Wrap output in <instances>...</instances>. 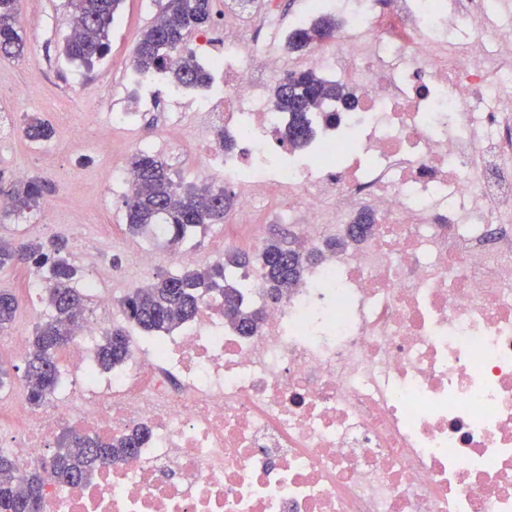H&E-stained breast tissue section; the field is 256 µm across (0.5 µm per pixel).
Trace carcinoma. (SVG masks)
Returning <instances> with one entry per match:
<instances>
[{"instance_id": "obj_1", "label": "carcinoma", "mask_w": 512, "mask_h": 512, "mask_svg": "<svg viewBox=\"0 0 512 512\" xmlns=\"http://www.w3.org/2000/svg\"><path fill=\"white\" fill-rule=\"evenodd\" d=\"M19 0H0V56L15 59L24 55L25 41L19 17ZM121 0H68L73 22L80 34L67 40L66 56L85 66L104 56L107 50L108 28L114 20ZM213 0H166L158 21L148 27L133 51V65L143 73L163 72L178 85L205 86L211 75L202 66L185 56L179 65L171 67L168 59L181 47L185 34L211 18ZM339 28L336 17L320 15L306 27L294 32L288 50L301 52L335 35ZM277 108L288 113V125L282 132L283 140L291 146H300L312 134L309 113L319 112L323 120L336 123V111L330 105L347 101L342 87L321 77L315 70L293 72L288 81L274 88ZM23 137L47 140L52 137L51 125L38 117L28 119L22 129ZM136 173L124 204L127 227L134 235L143 234L149 227L160 224L164 236L172 243H180L187 236L206 230L210 225L224 221L234 205L224 188L211 185L185 187L170 175L166 165L145 152L134 154L129 162ZM49 188L38 179L3 183L0 196L10 202L9 212L21 215L39 207ZM374 230L373 216L366 212L354 219L352 238L361 241ZM66 244L56 238L49 241H12L0 239V268L13 264L31 265L43 275L46 299L54 311L51 318L35 326L22 377L28 402L39 406L60 387L62 377L56 353L67 346L73 336L72 321L82 316L83 297L72 287L78 269L68 260ZM258 262L269 290L278 292L285 285L300 281L304 262L295 248L270 241L250 259L231 252L224 260L203 269H188L177 276L158 275L143 288L128 294L122 301L127 321L141 331L152 334L169 331L191 321L200 304L218 298L230 307L224 319L245 335L261 327L262 312L245 304V283L240 272ZM17 312L16 298L0 292V331L8 328ZM129 356V336L122 328L103 334L95 348V366L111 371L126 362ZM149 436L145 427L136 428L107 442L94 436H63L54 455L53 473L62 482L78 483L92 478L100 465L107 461L134 455ZM31 496L43 503L44 486L40 473L17 475L15 463L0 454V512H23L22 501Z\"/></svg>"}]
</instances>
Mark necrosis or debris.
<instances>
[{
	"instance_id": "obj_1",
	"label": "necrosis or debris",
	"mask_w": 512,
	"mask_h": 512,
	"mask_svg": "<svg viewBox=\"0 0 512 512\" xmlns=\"http://www.w3.org/2000/svg\"><path fill=\"white\" fill-rule=\"evenodd\" d=\"M447 7L304 0L283 22L272 0H224L223 51L194 57L220 81L191 118L245 143L215 155L243 222L275 210L321 259L273 301L252 277L254 335L206 302L132 337L94 387L38 410L12 396L0 450L21 473L62 428L150 431L88 482L46 476L43 512H512V24L487 29L489 0H458L472 35L452 51ZM321 9L341 26L308 62L353 103L287 149L270 89ZM364 210L372 235L327 251ZM84 262L95 313L63 352L80 374L111 309V270Z\"/></svg>"
}]
</instances>
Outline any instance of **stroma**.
I'll return each mask as SVG.
<instances>
[{
  "mask_svg": "<svg viewBox=\"0 0 512 512\" xmlns=\"http://www.w3.org/2000/svg\"><path fill=\"white\" fill-rule=\"evenodd\" d=\"M162 0H122L114 23L109 29V50L91 66L70 61L64 46L72 28V15L66 0H20L19 11L26 41V56L21 60L0 59V114H11L15 130L0 139V177L12 181L15 169L27 176L38 177L49 184L38 210L22 215L0 211V236L12 240L29 238L66 240L70 259L79 266L75 289H82L88 276L81 256L97 251L102 265L128 269L126 245L138 239L128 233L124 208V192L112 189L115 167L127 165L131 146L138 134L152 138L151 154L170 160L179 153L171 168L182 185H223L222 172L210 165V144L194 130H184L180 138L170 132V108L179 103L183 111L195 112L197 101L172 92L158 99L153 111L142 113L137 127L112 128L109 141L98 135L110 123V114L101 109V102L113 108H135L140 89L125 79L126 67L133 61V50L142 32L151 26ZM29 85L33 95L25 107H17L14 90ZM47 120L53 128L50 140L30 142L19 132L27 117ZM83 127L84 141L70 138L73 127ZM262 239L274 237L292 240L288 225L277 216L263 217L260 225L238 221L236 212H229L223 223L209 226L204 234L188 238L183 249L197 251L208 263L223 257L216 244L230 237L238 241L240 250H249L252 234ZM29 270L25 266L0 269V291L14 294L19 302L17 320L27 325L49 315L46 306L28 311L24 294Z\"/></svg>",
  "mask_w": 512,
  "mask_h": 512,
  "instance_id": "35a3bbf8",
  "label": "stroma"
}]
</instances>
